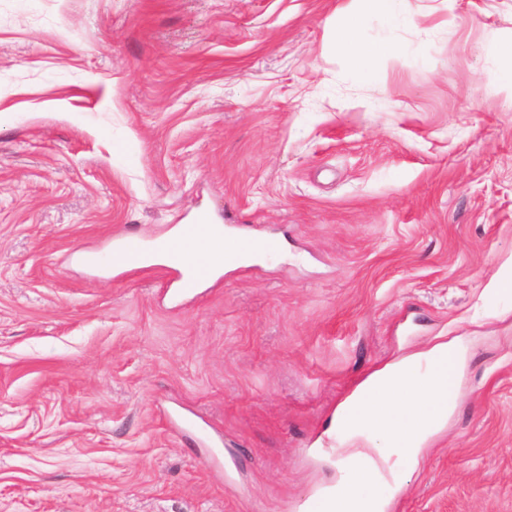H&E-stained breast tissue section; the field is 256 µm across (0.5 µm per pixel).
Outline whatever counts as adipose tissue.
Segmentation results:
<instances>
[{"label": "adipose tissue", "mask_w": 512, "mask_h": 512, "mask_svg": "<svg viewBox=\"0 0 512 512\" xmlns=\"http://www.w3.org/2000/svg\"><path fill=\"white\" fill-rule=\"evenodd\" d=\"M462 355L456 343L437 344L373 372L344 400V407L359 402L363 409L350 420L337 421L338 433L366 440L372 450L341 460L344 476L328 498L329 512H383L386 496L378 491L384 482L379 461L397 467L415 464L422 444L456 406L448 372Z\"/></svg>", "instance_id": "1"}]
</instances>
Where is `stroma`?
Here are the masks:
<instances>
[{
    "instance_id": "1",
    "label": "stroma",
    "mask_w": 512,
    "mask_h": 512,
    "mask_svg": "<svg viewBox=\"0 0 512 512\" xmlns=\"http://www.w3.org/2000/svg\"><path fill=\"white\" fill-rule=\"evenodd\" d=\"M399 8L0 0V512H303L339 403L450 340L387 512H512V0ZM202 214L288 254L181 298L75 261ZM362 19L359 17H352L348 20L344 29V38L349 48L353 52L357 63L367 69L371 70L373 67L374 55L365 51L360 45V33L362 28Z\"/></svg>"
}]
</instances>
